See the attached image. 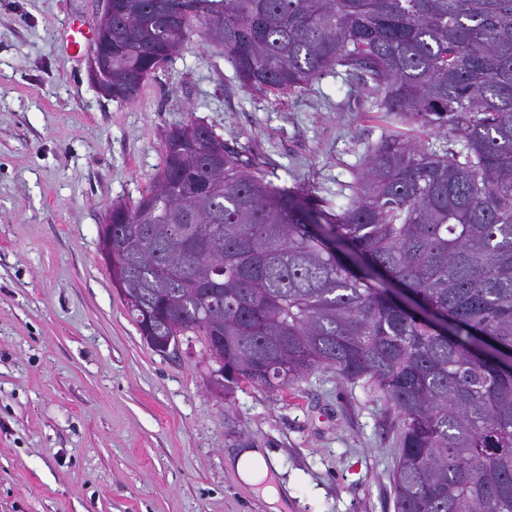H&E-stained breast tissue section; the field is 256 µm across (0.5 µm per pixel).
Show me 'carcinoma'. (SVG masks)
Masks as SVG:
<instances>
[{
	"mask_svg": "<svg viewBox=\"0 0 512 512\" xmlns=\"http://www.w3.org/2000/svg\"><path fill=\"white\" fill-rule=\"evenodd\" d=\"M168 7L163 31L157 0H112V98L198 36L252 92L341 67L440 142L385 135L334 209L201 122L166 129L151 188L111 208L112 286L143 341L200 343L222 393L365 379L399 418L397 512H512V0Z\"/></svg>",
	"mask_w": 512,
	"mask_h": 512,
	"instance_id": "obj_1",
	"label": "carcinoma"
}]
</instances>
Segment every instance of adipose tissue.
Returning a JSON list of instances; mask_svg holds the SVG:
<instances>
[{
    "label": "adipose tissue",
    "mask_w": 512,
    "mask_h": 512,
    "mask_svg": "<svg viewBox=\"0 0 512 512\" xmlns=\"http://www.w3.org/2000/svg\"><path fill=\"white\" fill-rule=\"evenodd\" d=\"M225 464L242 484L260 487L270 512H281L285 490L275 482L278 466L268 449H233L227 453Z\"/></svg>",
    "instance_id": "obj_1"
}]
</instances>
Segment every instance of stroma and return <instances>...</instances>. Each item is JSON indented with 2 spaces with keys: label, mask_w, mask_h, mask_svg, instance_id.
I'll return each instance as SVG.
<instances>
[{
  "label": "stroma",
  "mask_w": 512,
  "mask_h": 512,
  "mask_svg": "<svg viewBox=\"0 0 512 512\" xmlns=\"http://www.w3.org/2000/svg\"><path fill=\"white\" fill-rule=\"evenodd\" d=\"M100 0H0V512H269L224 464L266 448L288 512H396L395 408L319 371L288 389L207 383L200 344L141 339L100 253L113 203H136L163 132L196 120L279 186L349 194L388 126L344 71L288 95L242 87L192 38L136 99L107 97L66 41Z\"/></svg>",
  "instance_id": "obj_1"
}]
</instances>
